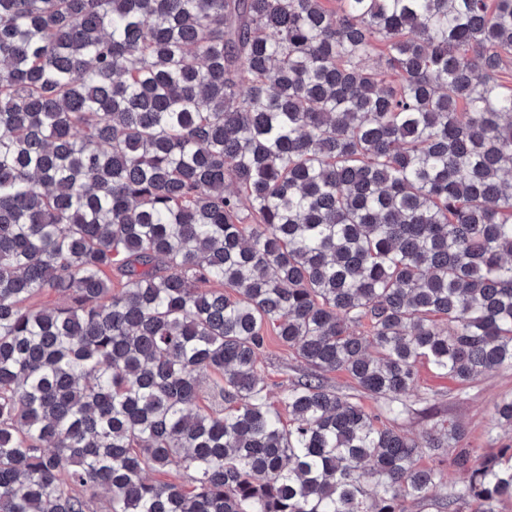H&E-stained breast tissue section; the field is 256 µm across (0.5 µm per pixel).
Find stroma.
<instances>
[{
  "instance_id": "35a3bbf8",
  "label": "stroma",
  "mask_w": 512,
  "mask_h": 512,
  "mask_svg": "<svg viewBox=\"0 0 512 512\" xmlns=\"http://www.w3.org/2000/svg\"><path fill=\"white\" fill-rule=\"evenodd\" d=\"M262 374L272 400H279L300 377L305 366L276 336H268L261 356ZM512 393V368L495 369L470 383L440 375L427 363L417 365V384L406 397L407 410L398 426L410 437H422L441 424L457 420L464 424L471 447L493 454L512 445V428L494 426L490 410L498 397Z\"/></svg>"
}]
</instances>
